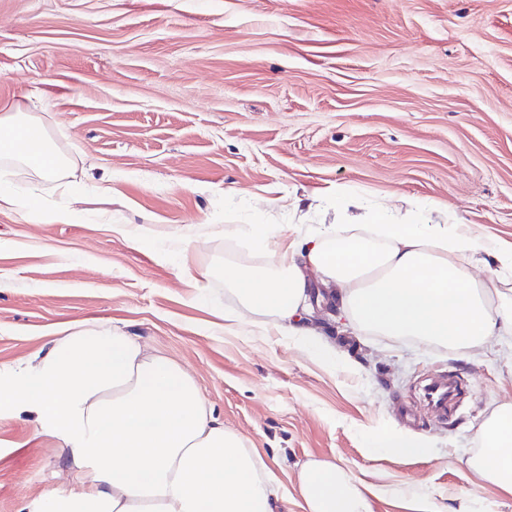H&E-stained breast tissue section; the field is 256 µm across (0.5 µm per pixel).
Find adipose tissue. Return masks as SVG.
Returning a JSON list of instances; mask_svg holds the SVG:
<instances>
[{
  "label": "adipose tissue",
  "instance_id": "adipose-tissue-1",
  "mask_svg": "<svg viewBox=\"0 0 512 512\" xmlns=\"http://www.w3.org/2000/svg\"><path fill=\"white\" fill-rule=\"evenodd\" d=\"M22 113L17 104L0 114V161L57 176L64 159ZM342 206L348 225H318L282 246L270 270L228 273L242 310L227 322L272 317L313 358L333 362L334 347L297 319L309 267L360 329L473 352L512 335V298L474 273L486 254L512 270V248L482 243L417 203L399 221L356 197ZM22 413L58 440L80 486L53 499V512H276L283 498L178 362L109 327L59 330L26 367L0 368V419ZM480 438L470 466L512 492V404L491 410ZM299 482L308 512H372L367 489L335 463L306 464Z\"/></svg>",
  "mask_w": 512,
  "mask_h": 512
}]
</instances>
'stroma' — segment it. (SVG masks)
<instances>
[{
	"label": "stroma",
	"instance_id": "stroma-1",
	"mask_svg": "<svg viewBox=\"0 0 512 512\" xmlns=\"http://www.w3.org/2000/svg\"><path fill=\"white\" fill-rule=\"evenodd\" d=\"M19 101L66 166L49 180L0 163L36 201L0 211V367L105 323L191 373L280 482L278 512H305L299 471L324 460L372 488L373 512H512L467 464L512 403L499 345L451 350L310 307L302 321L338 349L323 364L275 327L224 320L240 307L227 272L276 263L240 225L300 238L346 195L398 219L416 201L512 245V0H0V113ZM65 206L77 218L54 221ZM439 374L467 387L445 422L423 397ZM392 429L430 439L427 455L377 448ZM76 489L55 438L0 420V512Z\"/></svg>",
	"mask_w": 512,
	"mask_h": 512
}]
</instances>
